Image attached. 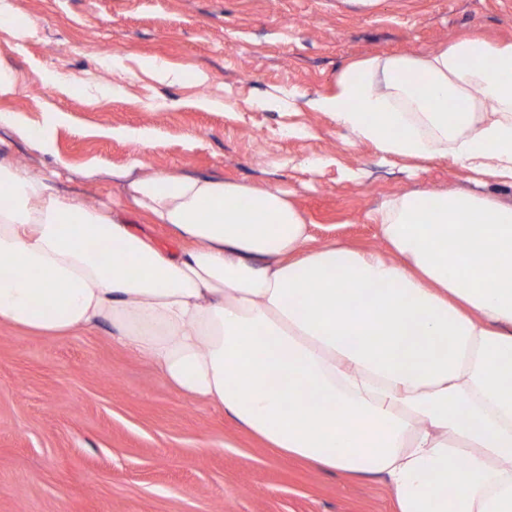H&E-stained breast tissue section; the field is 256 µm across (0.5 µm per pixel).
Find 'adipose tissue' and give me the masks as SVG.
<instances>
[{"mask_svg":"<svg viewBox=\"0 0 512 512\" xmlns=\"http://www.w3.org/2000/svg\"><path fill=\"white\" fill-rule=\"evenodd\" d=\"M381 155H452L512 185V42L350 64L311 100ZM124 172L134 209L0 161V324L110 326L180 393L276 452L384 476L396 512H512V205L416 191L375 220L394 254L316 247L277 188ZM127 216L130 224H133L132 226L134 228L153 237L162 247L169 251H176L178 249L180 242L165 227L161 225L142 224L141 220L132 211H130Z\"/></svg>","mask_w":512,"mask_h":512,"instance_id":"ef3b65f1","label":"adipose tissue"}]
</instances>
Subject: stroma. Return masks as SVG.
I'll return each instance as SVG.
<instances>
[{"label": "stroma", "mask_w": 512, "mask_h": 512, "mask_svg": "<svg viewBox=\"0 0 512 512\" xmlns=\"http://www.w3.org/2000/svg\"><path fill=\"white\" fill-rule=\"evenodd\" d=\"M0 113L50 146L0 127V157L56 170L90 205L125 204L112 171L209 174L277 187L317 244L387 252L367 215L413 190L512 204V187L452 158L380 162L311 99L350 63L434 53L471 32L512 41V0H0ZM157 57L189 74L140 73L112 92L113 57ZM297 106L273 110V89ZM205 99L223 101L202 108ZM150 137L140 151L136 133ZM95 167L94 179L83 176ZM0 512H395L381 477L352 478L281 456L223 410L175 391L102 325L48 338L0 325ZM56 121V116L50 115L49 118L45 122V127L43 128V132L40 136L36 137V133L33 131V128L27 123V121L20 115L16 113L10 112H1L0 113V125H4L13 129L15 134L23 139L33 140L38 139L42 144L47 141V138L44 134V130L48 127H52Z\"/></svg>", "instance_id": "stroma-1"}]
</instances>
